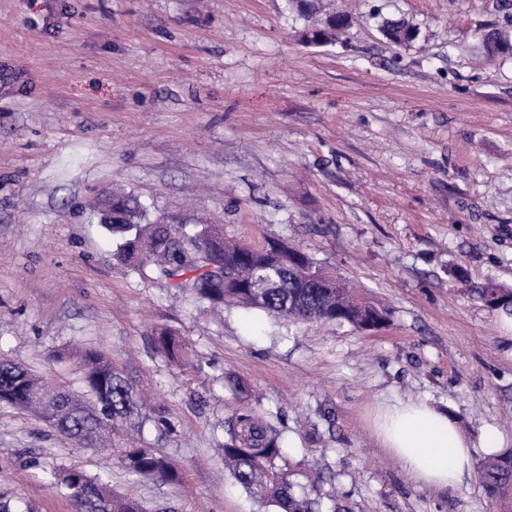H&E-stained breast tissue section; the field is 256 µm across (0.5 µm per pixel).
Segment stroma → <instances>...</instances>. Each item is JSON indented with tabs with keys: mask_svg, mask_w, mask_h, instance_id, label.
<instances>
[{
	"mask_svg": "<svg viewBox=\"0 0 512 512\" xmlns=\"http://www.w3.org/2000/svg\"><path fill=\"white\" fill-rule=\"evenodd\" d=\"M335 44L303 43L291 0H0V361L78 390L76 347L132 376L165 418L145 438L176 484L127 473L0 405V501L76 512L50 472L107 477L150 512H273L224 470L217 427L273 418L281 462L323 512H512L479 477L416 484L370 428L380 403L429 398L475 444L512 450V50L482 68L489 0H321ZM416 29L396 47L382 18ZM121 187L153 222L220 224L299 244L388 310L387 326L213 309L116 256L90 207ZM167 328L188 346L156 348ZM246 392L234 394L230 380ZM484 303L506 316H512V288L488 284L479 290Z\"/></svg>",
	"mask_w": 512,
	"mask_h": 512,
	"instance_id": "obj_1",
	"label": "stroma"
}]
</instances>
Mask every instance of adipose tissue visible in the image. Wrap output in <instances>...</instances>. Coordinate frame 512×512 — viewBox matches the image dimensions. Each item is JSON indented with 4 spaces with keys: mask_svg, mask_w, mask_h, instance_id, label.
I'll return each mask as SVG.
<instances>
[{
    "mask_svg": "<svg viewBox=\"0 0 512 512\" xmlns=\"http://www.w3.org/2000/svg\"><path fill=\"white\" fill-rule=\"evenodd\" d=\"M374 428L416 482L452 491L472 473V442L453 414L429 401L379 405Z\"/></svg>",
    "mask_w": 512,
    "mask_h": 512,
    "instance_id": "1",
    "label": "adipose tissue"
}]
</instances>
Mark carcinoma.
Returning a JSON list of instances; mask_svg holds the SVG:
<instances>
[{
    "mask_svg": "<svg viewBox=\"0 0 512 512\" xmlns=\"http://www.w3.org/2000/svg\"><path fill=\"white\" fill-rule=\"evenodd\" d=\"M348 16L333 12L305 33L308 43L328 46ZM380 31L401 46L416 37L402 18H385ZM478 49L486 56L501 50L503 39L495 28L476 31ZM94 209L103 224L119 238L118 257L133 268L149 267L196 302L236 305L291 321H336L366 330L388 319L385 309L360 299L345 282L326 272L301 249L279 241L278 256L259 246L224 238V226L153 224L140 199L130 193H112L98 199ZM480 298L492 309L512 316V288L488 284ZM157 349L174 358L186 345L164 330ZM84 366V388L78 394L49 385L26 365L0 361V403L30 410L57 433L90 449L110 448L130 474L176 483L179 472L145 442L144 427L151 409L131 379L106 353L87 348L79 353ZM224 467L235 484L276 512H322L319 499L294 490L290 475L278 461L284 447L273 425L251 407L238 409L224 420ZM77 512H149L140 502L122 498L98 477L76 470L50 472ZM485 494L497 499L512 488V451L489 457L480 466Z\"/></svg>",
    "mask_w": 512,
    "mask_h": 512,
    "instance_id": "obj_1",
    "label": "carcinoma"
}]
</instances>
